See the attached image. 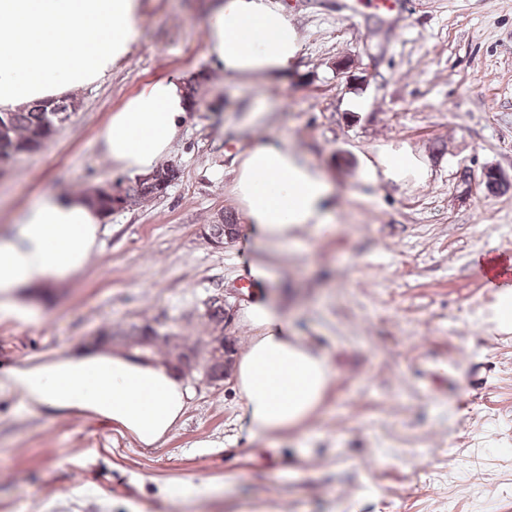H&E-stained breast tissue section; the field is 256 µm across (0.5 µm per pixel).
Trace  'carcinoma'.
Here are the masks:
<instances>
[{"instance_id": "1", "label": "carcinoma", "mask_w": 512, "mask_h": 512, "mask_svg": "<svg viewBox=\"0 0 512 512\" xmlns=\"http://www.w3.org/2000/svg\"><path fill=\"white\" fill-rule=\"evenodd\" d=\"M78 105L76 98H63L48 104H32L14 112H0V162L7 163L24 153L39 151L57 132L59 126L70 116ZM177 169L169 164L156 167L147 175L135 178L131 184L118 190L115 199L101 186H95L86 194L87 200L105 215L116 211L115 202L126 208L138 200L160 197L167 193L177 180ZM204 234L208 240L217 245L227 239L238 236V222L235 216L226 214L213 224L207 225ZM132 346L145 353L152 352L158 342L168 348V356L181 371H190L200 363L207 369L212 381L230 376L235 347L224 348V337L212 336L208 342L209 349L201 352L197 345H189L178 337L161 336L150 324L136 326L125 334Z\"/></svg>"}]
</instances>
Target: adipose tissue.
I'll return each instance as SVG.
<instances>
[{
	"label": "adipose tissue",
	"instance_id": "obj_1",
	"mask_svg": "<svg viewBox=\"0 0 512 512\" xmlns=\"http://www.w3.org/2000/svg\"><path fill=\"white\" fill-rule=\"evenodd\" d=\"M140 17L141 0H0V112L99 82L139 43ZM205 43L228 79L287 73L300 51L287 12L269 0H219ZM188 108L184 79L149 84L112 114L102 133L106 156L123 174L150 173L168 155ZM234 191L259 241L285 244L304 225L328 223L330 183L283 140L246 151ZM100 233V212L74 193L47 194L23 209L0 231V319L37 321L24 293L81 273ZM244 315L257 334L233 377L246 430L258 436L304 419L321 399L330 368L290 335L269 300L248 303ZM1 388L20 393L28 411L110 420L143 448L162 444L193 397L176 370L138 351L83 349L17 365L0 374Z\"/></svg>",
	"mask_w": 512,
	"mask_h": 512
}]
</instances>
